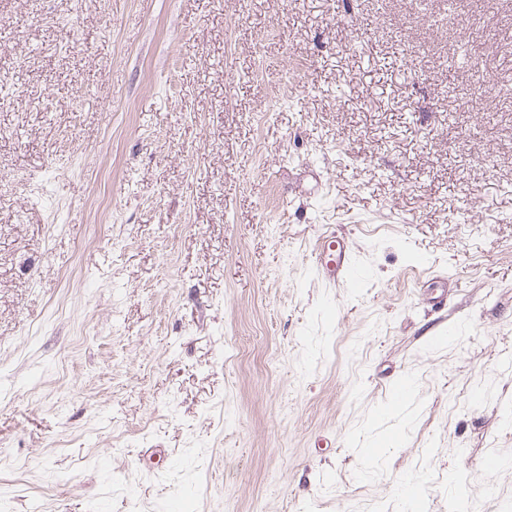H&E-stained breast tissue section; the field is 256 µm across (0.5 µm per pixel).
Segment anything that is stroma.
<instances>
[{
  "instance_id": "1",
  "label": "stroma",
  "mask_w": 512,
  "mask_h": 512,
  "mask_svg": "<svg viewBox=\"0 0 512 512\" xmlns=\"http://www.w3.org/2000/svg\"><path fill=\"white\" fill-rule=\"evenodd\" d=\"M488 78L512 0H0V512H504ZM318 274L329 284L336 285V276L342 283L354 285V266L350 263L347 247L340 241L324 238L317 254Z\"/></svg>"
}]
</instances>
